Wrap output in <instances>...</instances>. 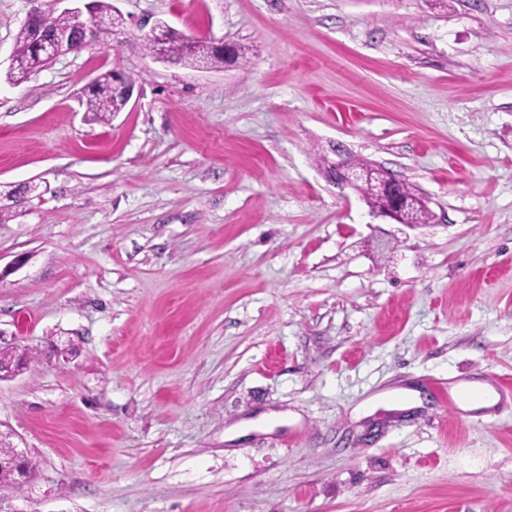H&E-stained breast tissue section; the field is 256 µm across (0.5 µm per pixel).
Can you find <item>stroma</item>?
<instances>
[{
  "label": "stroma",
  "instance_id": "1",
  "mask_svg": "<svg viewBox=\"0 0 512 512\" xmlns=\"http://www.w3.org/2000/svg\"><path fill=\"white\" fill-rule=\"evenodd\" d=\"M111 3L120 42L17 84L65 5L0 0V191L38 186L0 219L36 358L0 382L34 464L0 512H512V0ZM144 18L246 62L155 61ZM112 69L134 95L89 120ZM336 145L433 225L336 188ZM467 382L497 404L449 406ZM112 70H114L115 82L121 85L125 91L112 83ZM112 70L96 76L94 89L84 94L86 112L91 113L95 121L109 122L112 112H122L126 107V96L129 102L133 95L135 81L132 76L122 70ZM399 179L396 178L393 174H388L386 179L380 184L381 191H384L393 196V203L391 208L383 211H371L374 216H381L390 218L398 224H402L409 228H416L420 226H427L433 220V214L426 208L419 207L411 212H409L408 218L416 223L421 224H410L405 221L403 218V213L406 209H408L410 202L397 196V191L395 190V186L399 183Z\"/></svg>",
  "mask_w": 512,
  "mask_h": 512
}]
</instances>
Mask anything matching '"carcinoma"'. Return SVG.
<instances>
[{
  "label": "carcinoma",
  "instance_id": "cac0c4a2",
  "mask_svg": "<svg viewBox=\"0 0 512 512\" xmlns=\"http://www.w3.org/2000/svg\"><path fill=\"white\" fill-rule=\"evenodd\" d=\"M98 9L102 15L110 19V23L98 29L94 35L96 42L112 34L116 28L123 26L120 16L112 15V5L108 0H98ZM82 19L74 14H40L36 19L25 22L16 38V50L12 59L9 75L12 80L20 83L28 76L45 67V54L35 48L32 37V28L40 27L48 31L75 33L81 30ZM189 38L181 35L174 29H168V55L179 64L195 66L206 63L213 66L224 65V56L212 50L211 43L194 41L188 45ZM86 111L91 113L93 120L108 122L115 112H121L126 107L125 91L112 83V72L105 71L95 77V87L84 94ZM366 204L372 209H382L386 206V199L376 189V182L366 181L357 186Z\"/></svg>",
  "mask_w": 512,
  "mask_h": 512
}]
</instances>
